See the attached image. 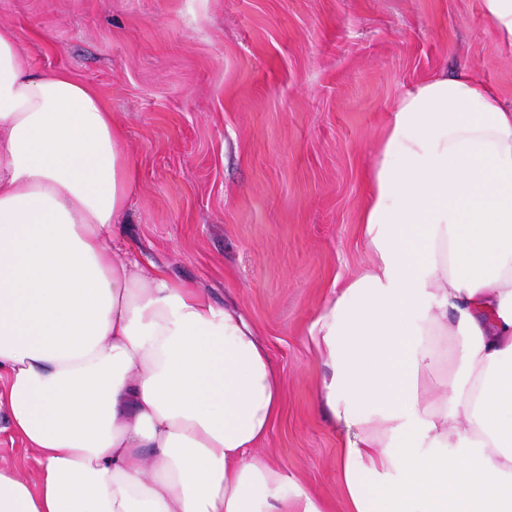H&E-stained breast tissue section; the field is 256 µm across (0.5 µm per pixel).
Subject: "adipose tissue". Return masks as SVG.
Masks as SVG:
<instances>
[{"mask_svg":"<svg viewBox=\"0 0 512 512\" xmlns=\"http://www.w3.org/2000/svg\"><path fill=\"white\" fill-rule=\"evenodd\" d=\"M374 155L370 265L308 331L342 512H512V107L430 77ZM136 184L99 95L0 29V407L39 465L0 512H330L256 453L282 381L243 315L119 256Z\"/></svg>","mask_w":512,"mask_h":512,"instance_id":"adipose-tissue-1","label":"adipose tissue"}]
</instances>
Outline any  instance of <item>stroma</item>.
<instances>
[{"label": "stroma", "mask_w": 512, "mask_h": 512, "mask_svg": "<svg viewBox=\"0 0 512 512\" xmlns=\"http://www.w3.org/2000/svg\"><path fill=\"white\" fill-rule=\"evenodd\" d=\"M0 27L125 129L123 249L245 315L282 379L258 452L339 503L308 330L370 263L365 172L401 93L470 70L512 105V46L482 0H0ZM35 456L0 410V467L33 478Z\"/></svg>", "instance_id": "35a3bbf8"}]
</instances>
